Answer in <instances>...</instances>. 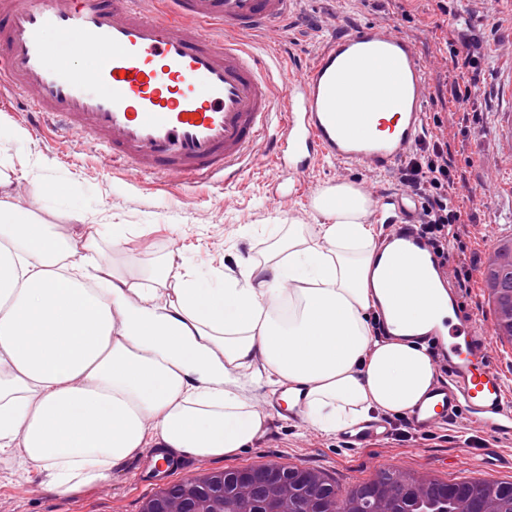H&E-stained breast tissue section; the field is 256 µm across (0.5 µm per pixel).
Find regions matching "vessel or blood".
Returning <instances> with one entry per match:
<instances>
[{
  "instance_id": "vessel-or-blood-1",
  "label": "vessel or blood",
  "mask_w": 512,
  "mask_h": 512,
  "mask_svg": "<svg viewBox=\"0 0 512 512\" xmlns=\"http://www.w3.org/2000/svg\"><path fill=\"white\" fill-rule=\"evenodd\" d=\"M0 0V82L25 96L34 118L52 116L113 164L193 183L239 172L259 142L274 166L301 174L312 160L372 174L405 159L427 123V74L415 45L370 22L328 37L315 61L278 81L238 42V31L275 30L293 0ZM381 246L417 261L459 321L421 334L447 376L419 406L429 430L465 414L512 436V393L489 338L448 277V255L418 228L410 195H369ZM368 422L352 445L384 438Z\"/></svg>"
}]
</instances>
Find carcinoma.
<instances>
[{
	"label": "carcinoma",
	"instance_id": "obj_1",
	"mask_svg": "<svg viewBox=\"0 0 512 512\" xmlns=\"http://www.w3.org/2000/svg\"><path fill=\"white\" fill-rule=\"evenodd\" d=\"M274 486L288 492V512H512V482L485 479L454 483L422 481L401 470L376 478L343 495L326 475L285 466L270 471ZM244 481L224 482L226 512H238Z\"/></svg>",
	"mask_w": 512,
	"mask_h": 512
}]
</instances>
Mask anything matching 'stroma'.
Instances as JSON below:
<instances>
[{
  "mask_svg": "<svg viewBox=\"0 0 512 512\" xmlns=\"http://www.w3.org/2000/svg\"><path fill=\"white\" fill-rule=\"evenodd\" d=\"M384 22L411 39L427 70L426 139L447 141L464 181L455 201L475 216L456 228L460 236L450 256L449 275L459 284L465 307L487 325L495 318L480 270L492 248L512 238V116L503 112L496 66L512 58V6L506 0H449L447 13L433 0H295L288 28L241 32L246 46L269 64L307 68L323 36L347 26ZM477 61L476 87L462 117L448 101L460 76L452 58L462 40ZM23 140H13V132ZM0 165L13 167L12 190L19 203L47 224H71L69 199L111 214L122 229L119 247L104 243L107 259L133 284L150 282L154 268L169 260L182 273L217 283L235 277L245 260L266 255L274 225L320 224L312 208L324 188L348 183L386 193L399 190L396 173L370 176L329 161L316 163L293 193L287 174L270 161V147L258 144L232 182L198 187L161 175L140 176L112 166L106 149L77 144L53 118L33 125L25 98L0 85ZM61 192L55 203L40 196L42 178ZM239 393L266 414L261 433L243 451L224 459L189 458L170 484L192 480L200 471L260 466L270 462L324 472L347 492L375 478L383 469L405 470L423 480L486 479L512 481V438L496 439L465 417L427 431L413 428L409 417L390 416L386 439L354 448L342 434H325L303 420L277 418L265 411L271 387L262 361L239 380ZM144 461L135 456L97 484L61 498L51 489L49 471H29L15 458L0 456V512H140L151 496L138 473Z\"/></svg>",
  "mask_w": 512,
  "mask_h": 512,
  "instance_id": "obj_1",
  "label": "stroma"
}]
</instances>
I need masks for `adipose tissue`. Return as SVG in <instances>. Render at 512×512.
I'll return each mask as SVG.
<instances>
[{"label": "adipose tissue", "instance_id": "obj_1", "mask_svg": "<svg viewBox=\"0 0 512 512\" xmlns=\"http://www.w3.org/2000/svg\"><path fill=\"white\" fill-rule=\"evenodd\" d=\"M0 171V455L54 475L69 496L153 449L221 459L263 415L231 386L262 358L289 409L331 434L425 402L434 370L410 334L448 317L397 256L378 257L368 201L327 188L313 235L292 224L224 287L158 265L136 287L106 261L100 212L70 232L13 202ZM382 309L392 338L368 321Z\"/></svg>", "mask_w": 512, "mask_h": 512}]
</instances>
